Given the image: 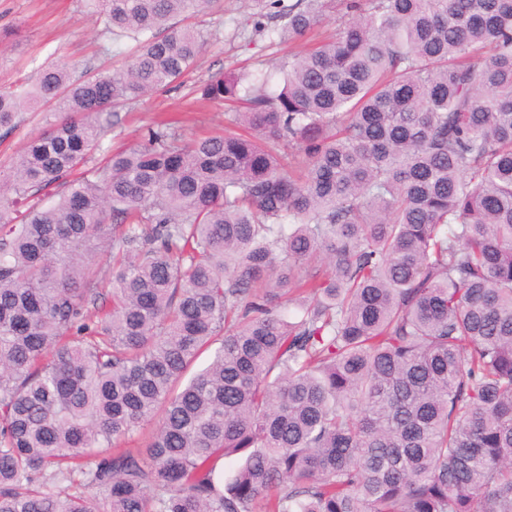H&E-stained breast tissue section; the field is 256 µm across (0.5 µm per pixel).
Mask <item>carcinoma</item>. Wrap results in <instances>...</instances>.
<instances>
[{
  "label": "carcinoma",
  "instance_id": "carcinoma-1",
  "mask_svg": "<svg viewBox=\"0 0 512 512\" xmlns=\"http://www.w3.org/2000/svg\"><path fill=\"white\" fill-rule=\"evenodd\" d=\"M91 2L131 55L0 88L57 112L0 170V512H512V0H266L336 37L115 153L221 0Z\"/></svg>",
  "mask_w": 512,
  "mask_h": 512
}]
</instances>
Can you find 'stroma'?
Wrapping results in <instances>:
<instances>
[{
	"label": "stroma",
	"mask_w": 512,
	"mask_h": 512,
	"mask_svg": "<svg viewBox=\"0 0 512 512\" xmlns=\"http://www.w3.org/2000/svg\"><path fill=\"white\" fill-rule=\"evenodd\" d=\"M262 11L256 0H223L207 16L206 45L185 85L156 91L119 112L104 141L116 151L140 143L155 119L168 118L179 133L195 138L222 131L231 116L224 104L199 98L194 88L225 71L276 73L292 46L254 34L252 23ZM133 40H112L88 0H0V87H17L41 68L65 63L76 73L111 64V53L129 52ZM49 107L21 112L12 132L0 138V166L11 160L52 120Z\"/></svg>",
	"instance_id": "35a3bbf8"
}]
</instances>
